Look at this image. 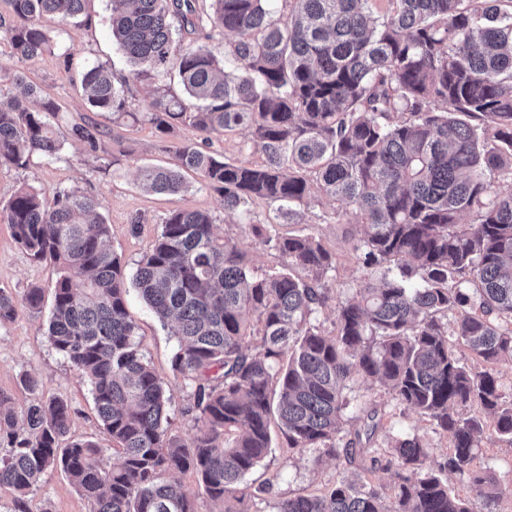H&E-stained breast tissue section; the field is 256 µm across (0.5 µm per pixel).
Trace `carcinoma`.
<instances>
[{
  "label": "carcinoma",
  "mask_w": 512,
  "mask_h": 512,
  "mask_svg": "<svg viewBox=\"0 0 512 512\" xmlns=\"http://www.w3.org/2000/svg\"><path fill=\"white\" fill-rule=\"evenodd\" d=\"M88 0H8L0 37L23 62L55 43L49 20L89 19ZM112 0L109 29L135 67V77L174 74L186 98L159 92L149 109L130 112L112 71L68 51L66 72L92 112L151 124L173 138L178 165L146 167L150 193L185 189L183 171L224 198L233 212L250 200L288 205L312 185L341 202L362 228L356 248L361 278L355 294L336 302L335 333L315 324L330 301L333 253L311 235H283L263 224L252 232L280 268L254 274L245 251L220 235L213 216L196 209L167 215L151 248L127 277L110 248L98 200L59 187L52 203L22 186L0 207L18 247L37 264L59 269L48 322L50 347L90 387L107 449L69 436L71 406L39 395L15 409L0 390V487L15 492L11 512L48 472L64 473L91 512H196L195 497L247 512L265 492L246 476L268 455L271 424L290 448H313L348 470L362 437L378 429L376 410L350 409L359 380L388 386L397 405L451 436L442 462L417 434L387 443L397 508L376 486L341 477L319 495L278 501L275 512H470L448 475L486 484L488 501L503 495L475 469L486 433L512 442V398L491 366L512 359V5L509 0H291L281 20L267 0ZM199 40L184 42V31ZM228 39L224 58L209 48ZM19 91L0 102V164L25 168L59 157L61 106L18 67L0 64V85ZM251 130L249 149L262 162L224 161L209 150L216 130ZM94 169L102 131L90 120L68 126ZM178 339L172 368L193 391L189 441L169 434L163 380L135 340L127 282ZM43 288L21 295L0 287V324L18 310L39 313ZM456 340L487 365L467 366ZM367 429L350 430L361 415ZM192 473L197 491L172 478Z\"/></svg>",
  "instance_id": "cac0c4a2"
}]
</instances>
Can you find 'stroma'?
Segmentation results:
<instances>
[{"label":"stroma","mask_w":512,"mask_h":512,"mask_svg":"<svg viewBox=\"0 0 512 512\" xmlns=\"http://www.w3.org/2000/svg\"><path fill=\"white\" fill-rule=\"evenodd\" d=\"M112 0H91V21L75 26L58 20L48 27L54 41L80 59L102 64L115 76L128 80L129 109L147 111L156 91L164 90L174 96L184 91L176 76L136 79L132 67L112 39L108 20ZM0 63L19 64L29 81L44 93L55 98L68 117H90L105 132L103 146L113 166L97 172L85 156L82 147L65 141L60 157L54 161L34 160L29 167L0 165V205L6 203L21 186L38 191L45 200H52L56 188L66 186L96 198L99 213L110 226V245L120 256L127 271H134L137 262L148 250L161 229L163 217L179 209H200L209 212L226 234L246 251L256 273L274 270L278 259L255 240L251 227L271 224L280 232L306 234L319 238L336 256V268L326 282L332 295L351 296L361 277L355 260L354 246L361 229L353 219L344 215L345 205L312 190L306 204L301 206L297 221L284 217L276 206L260 200L248 202L234 214L224 212L218 193L200 185L195 176H188L184 191L175 195L150 194L142 190L138 170L144 166H167L175 161L173 142L161 138L147 123L130 124L104 112H89L70 76L64 71L58 54L45 53L18 63L12 57L11 46L0 39ZM138 231H131V224ZM58 276L53 265H37L15 243L9 224L0 220V287L23 293L31 286L50 288ZM127 306L137 324L136 340L147 361L164 382L169 399L167 413L172 434L190 439L194 430L184 414L191 400V390L171 366L177 349L176 337L164 329L136 290H129ZM48 312L19 311L15 320L0 325V390L10 394L16 405H24L28 392L20 383L28 373L39 381L44 398L62 397L71 405L70 434L77 439H90L108 448L112 439L103 428L94 410L92 397L76 369L53 349L45 331ZM353 397L365 408H373L382 419V427L370 441L368 453L356 457L352 472L374 485H389L390 475L372 468L370 451L386 455L390 437L400 433L424 436L436 458H444L451 446L449 436L434 432L425 417L398 407L391 393L376 383L357 381ZM477 466L489 471L502 486L512 485V444L492 440L479 450ZM334 458L311 448H288L281 432H274L270 453L249 475L250 480L265 482L269 491L263 499L250 506V512H273L274 504L283 498L299 494H319L339 479ZM27 512H90L91 505L60 473L43 476L26 496Z\"/></svg>","instance_id":"35a3bbf8"}]
</instances>
